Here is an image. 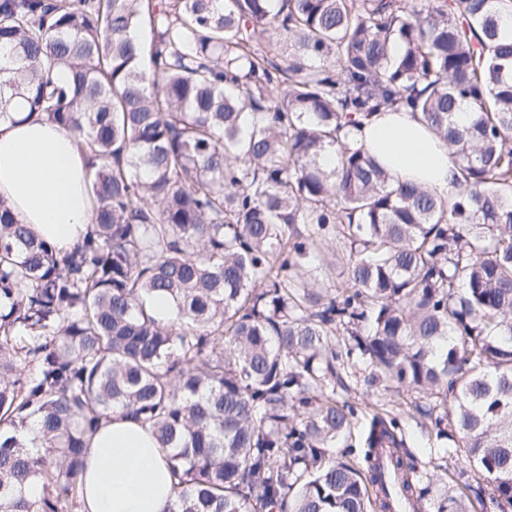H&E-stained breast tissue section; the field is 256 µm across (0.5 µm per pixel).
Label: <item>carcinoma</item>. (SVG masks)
I'll use <instances>...</instances> for the list:
<instances>
[{
    "mask_svg": "<svg viewBox=\"0 0 512 512\" xmlns=\"http://www.w3.org/2000/svg\"><path fill=\"white\" fill-rule=\"evenodd\" d=\"M272 2L0 0V118L19 96L72 128L95 217L61 258L0 200V512H84L117 410L167 452L173 512H420L386 393L472 466L438 512H512V0ZM403 107L454 195L343 136Z\"/></svg>",
    "mask_w": 512,
    "mask_h": 512,
    "instance_id": "cac0c4a2",
    "label": "carcinoma"
}]
</instances>
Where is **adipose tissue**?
<instances>
[{"label":"adipose tissue","mask_w":512,"mask_h":512,"mask_svg":"<svg viewBox=\"0 0 512 512\" xmlns=\"http://www.w3.org/2000/svg\"><path fill=\"white\" fill-rule=\"evenodd\" d=\"M13 107L0 119V200L58 254L72 252L93 224L91 158L77 150L69 127L25 112L21 99ZM352 136L394 178L444 197L455 193L448 145L416 113H371ZM80 479L85 512H169L175 501L167 453L148 426L120 413L92 436Z\"/></svg>","instance_id":"obj_1"}]
</instances>
